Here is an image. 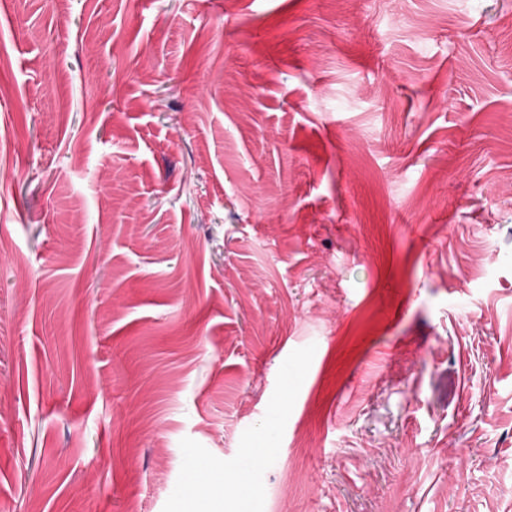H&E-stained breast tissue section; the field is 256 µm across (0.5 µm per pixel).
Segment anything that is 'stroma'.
Returning <instances> with one entry per match:
<instances>
[{
  "instance_id": "obj_1",
  "label": "stroma",
  "mask_w": 512,
  "mask_h": 512,
  "mask_svg": "<svg viewBox=\"0 0 512 512\" xmlns=\"http://www.w3.org/2000/svg\"><path fill=\"white\" fill-rule=\"evenodd\" d=\"M512 512V0H0V512Z\"/></svg>"
}]
</instances>
